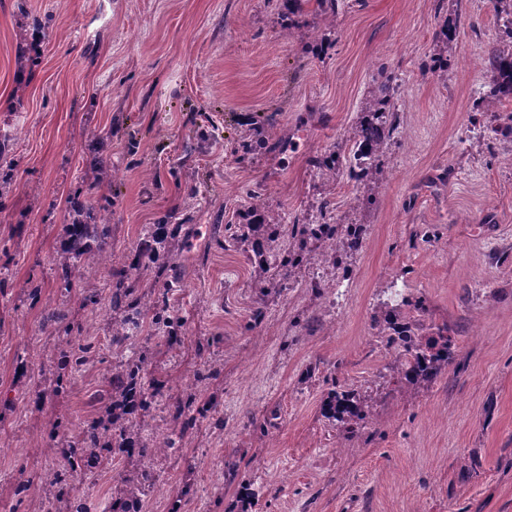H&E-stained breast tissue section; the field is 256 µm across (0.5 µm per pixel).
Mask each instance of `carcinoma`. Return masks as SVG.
Listing matches in <instances>:
<instances>
[{
  "mask_svg": "<svg viewBox=\"0 0 512 512\" xmlns=\"http://www.w3.org/2000/svg\"><path fill=\"white\" fill-rule=\"evenodd\" d=\"M320 16L324 26L331 28L335 22L338 0H318ZM485 64L493 73L488 89L474 102L477 112H494L498 103L512 97V9L503 19V28L488 44ZM396 86L385 80L379 85V95L368 107L365 115L347 131L345 138L348 150L333 153L316 162L324 186V197L320 208L321 220L305 224L297 216L292 220L291 238L285 239L283 226L285 214L265 206L251 205L241 213L244 223L234 225V230L225 239V245L236 248L242 243L250 245L258 257V278L261 282L286 277L291 271L306 265L311 260L308 241L318 240L329 244V251L323 254L326 260L335 261L344 267V257L359 252L363 247L364 229L359 224L344 227L326 220L331 195L335 193L338 177L350 181H362L381 171L380 156L393 140L397 130L396 114L390 110ZM344 234L338 235L339 228ZM67 243L60 265L68 273L77 263L100 264L104 261L102 250L92 243L110 235L107 219L93 217V210L79 205L72 209L70 224L65 226ZM167 237V225L156 224L140 240L133 259L120 268L107 271L103 288L112 300V343L124 342L133 331L140 330L144 318L150 317L151 330L179 341L185 336V322L168 304L156 299L145 298L134 291L136 274L141 267L149 264L155 277L168 292L184 286L182 270L184 253L165 252L159 248ZM414 312L424 309L423 300L399 294L394 305L385 312L374 316L378 336L385 347L396 353L399 380L403 387H414L435 381L454 359L455 342L443 329L421 336L415 332L414 324L400 322L405 315L403 309ZM147 354L140 352L124 364L115 368L112 375V419L90 427L83 443L88 448H101L110 444L114 448H135L144 455L150 451L147 442L141 439L139 416L146 413L158 402L159 392L154 385L145 381ZM192 401L180 396H170L166 406L173 413V419L181 422L179 435H184L194 418L187 417L186 410ZM328 418L343 424L359 423L365 420L372 405L354 391L335 383L328 393L323 406ZM144 482H137L130 490L129 497L113 504L116 512H142L144 502L140 498Z\"/></svg>",
  "mask_w": 512,
  "mask_h": 512,
  "instance_id": "1",
  "label": "carcinoma"
}]
</instances>
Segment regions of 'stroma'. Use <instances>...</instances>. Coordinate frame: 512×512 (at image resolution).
Segmentation results:
<instances>
[{
  "label": "stroma",
  "instance_id": "obj_1",
  "mask_svg": "<svg viewBox=\"0 0 512 512\" xmlns=\"http://www.w3.org/2000/svg\"><path fill=\"white\" fill-rule=\"evenodd\" d=\"M291 27H283V17ZM496 0H0V512H110L142 472L143 512H512V134L472 104ZM438 54L448 65L425 68ZM391 76L399 132L382 180L336 188L332 219L366 229L342 271L314 257L258 324L253 267L225 249L249 191L318 219L313 160ZM280 147L243 155L257 129ZM364 190L376 197L357 206ZM109 218L102 264L62 280L74 201ZM186 249L182 344L150 329L111 341L102 289L150 225ZM424 299L455 359L431 386L398 385L372 318L393 291ZM87 362L58 386L64 357ZM165 394L209 406L179 452L165 403L145 419L154 455L68 468L58 419L79 442L132 348ZM372 399L354 436L323 417L329 379ZM267 421L266 433L254 423ZM253 483L258 499L241 501Z\"/></svg>",
  "mask_w": 512,
  "mask_h": 512
}]
</instances>
